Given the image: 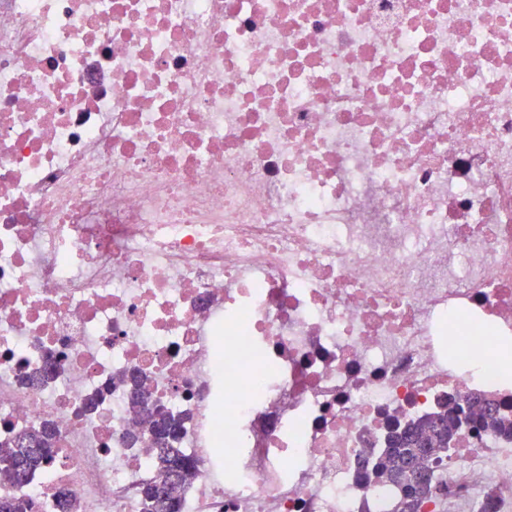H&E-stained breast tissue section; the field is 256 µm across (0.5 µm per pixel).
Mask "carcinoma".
<instances>
[{"instance_id":"1","label":"carcinoma","mask_w":512,"mask_h":512,"mask_svg":"<svg viewBox=\"0 0 512 512\" xmlns=\"http://www.w3.org/2000/svg\"><path fill=\"white\" fill-rule=\"evenodd\" d=\"M438 424L448 429V437L437 441L440 447L450 446L463 427L512 434V422L495 410L489 409L480 417H475L473 403L469 400L457 404L450 414L429 416L393 433L388 439V448L373 463L374 474L395 491L393 512H416L421 489L405 485L402 463L417 437ZM143 426L152 435L157 447L154 462L157 477L142 485V512H181V490L196 476L192 458L175 447L184 433V418L163 409L145 416ZM55 452L53 430L45 427L23 432L0 452V481L15 485L32 481L53 460ZM35 508L34 502L23 497L0 498V512H35Z\"/></svg>"}]
</instances>
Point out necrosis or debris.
<instances>
[{
	"label": "necrosis or debris",
	"instance_id": "4bbe7bcc",
	"mask_svg": "<svg viewBox=\"0 0 512 512\" xmlns=\"http://www.w3.org/2000/svg\"><path fill=\"white\" fill-rule=\"evenodd\" d=\"M505 342L512 0H0V445L57 448L0 496L141 512V372L182 512H392L389 423L512 419ZM432 475L512 512V438ZM143 426L152 435L157 447L154 467L158 475L142 485V512H181V490L196 476L192 458L181 448L175 447L184 433V418L163 409L145 415ZM158 490L163 491L165 496L163 511L158 507Z\"/></svg>",
	"mask_w": 512,
	"mask_h": 512
}]
</instances>
